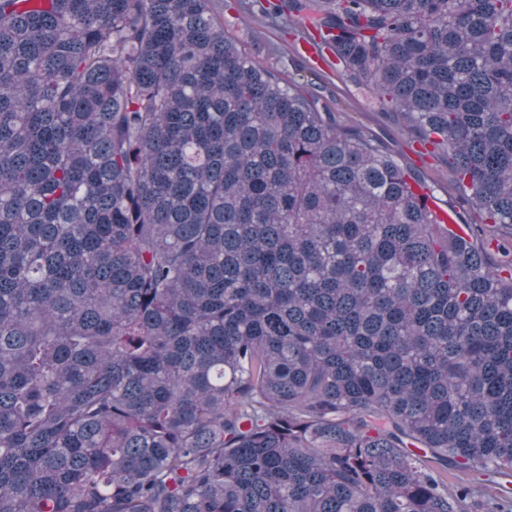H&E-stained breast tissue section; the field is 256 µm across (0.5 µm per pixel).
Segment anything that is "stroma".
Segmentation results:
<instances>
[{"instance_id":"stroma-1","label":"stroma","mask_w":512,"mask_h":512,"mask_svg":"<svg viewBox=\"0 0 512 512\" xmlns=\"http://www.w3.org/2000/svg\"><path fill=\"white\" fill-rule=\"evenodd\" d=\"M214 9L224 20L226 38L278 72L284 82L295 83L316 96L320 105L338 112L345 122L381 139L425 181L440 204L455 206L463 223H479L477 212L459 195L446 152L415 137L381 101L349 83L337 62L320 67L300 50V42L314 36L307 20L261 16L252 0H215Z\"/></svg>"}]
</instances>
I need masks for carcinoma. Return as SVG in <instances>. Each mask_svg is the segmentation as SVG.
<instances>
[{
  "label": "carcinoma",
  "mask_w": 512,
  "mask_h": 512,
  "mask_svg": "<svg viewBox=\"0 0 512 512\" xmlns=\"http://www.w3.org/2000/svg\"><path fill=\"white\" fill-rule=\"evenodd\" d=\"M264 2L512 229V0ZM414 184L213 0H0V512H512V261Z\"/></svg>",
  "instance_id": "1"
}]
</instances>
